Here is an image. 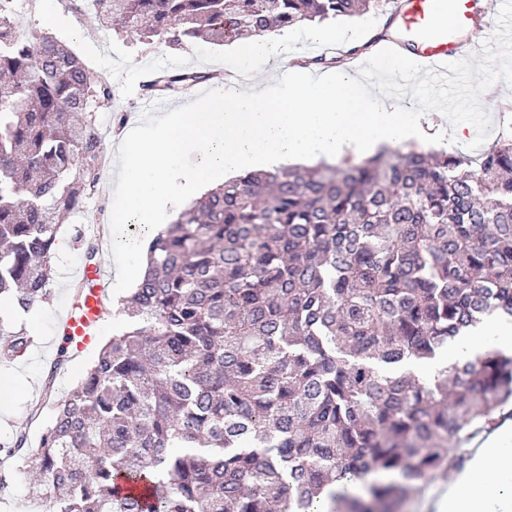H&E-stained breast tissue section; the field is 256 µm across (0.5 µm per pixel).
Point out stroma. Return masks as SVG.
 <instances>
[{"label": "stroma", "mask_w": 512, "mask_h": 512, "mask_svg": "<svg viewBox=\"0 0 512 512\" xmlns=\"http://www.w3.org/2000/svg\"><path fill=\"white\" fill-rule=\"evenodd\" d=\"M48 8L69 15L72 27H87L89 44L74 45V52L96 70L112 73L118 101L96 105L94 116L99 123H113L120 106L130 114L139 111L143 101L140 80L145 66L162 72L170 61L178 60L183 69L204 73L231 66V43L191 42L172 48L143 44L102 27L93 12L69 14L66 0H20L13 14L18 33L27 36L40 30L41 15ZM472 41L475 52L466 65L472 92L456 109L462 120L471 124L472 138L467 145L449 144L445 150L474 157L496 141L504 119L512 120V12L504 8L491 16L483 31L473 34ZM85 223V217L77 216L61 227L59 236L65 246L57 251L54 260L52 296L27 319L35 333L34 342L10 364L0 365V440L12 438L15 430H25L26 450L31 455L40 446L55 403L78 382L98 353L97 348H90L68 358L57 374L49 372L62 343L56 325L71 290L69 275L84 258L74 236Z\"/></svg>", "instance_id": "1"}]
</instances>
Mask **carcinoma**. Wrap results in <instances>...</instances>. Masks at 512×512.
I'll list each match as a JSON object with an SVG mask.
<instances>
[{"label": "carcinoma", "mask_w": 512, "mask_h": 512, "mask_svg": "<svg viewBox=\"0 0 512 512\" xmlns=\"http://www.w3.org/2000/svg\"><path fill=\"white\" fill-rule=\"evenodd\" d=\"M379 0H92L148 43H222L351 18ZM203 79L159 73L164 90ZM112 80L0 0V300L51 297L58 232L105 162L93 106ZM123 330L57 403L35 470L48 512H395L512 401V355L487 347L428 380L485 317L512 320V132L476 158L417 146L358 163L254 171L144 239ZM32 339L0 322V361ZM358 485L352 494L347 485Z\"/></svg>", "instance_id": "obj_1"}]
</instances>
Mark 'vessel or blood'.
<instances>
[{
	"mask_svg": "<svg viewBox=\"0 0 512 512\" xmlns=\"http://www.w3.org/2000/svg\"><path fill=\"white\" fill-rule=\"evenodd\" d=\"M485 0H391L389 14L397 30L398 45L409 49L418 71L447 87L452 67L468 55L470 31L485 16ZM81 290L64 308L58 330L70 352L78 354L96 338L107 309L105 295L110 284L103 263L82 265Z\"/></svg>",
	"mask_w": 512,
	"mask_h": 512,
	"instance_id": "b4317fda",
	"label": "vessel or blood"
}]
</instances>
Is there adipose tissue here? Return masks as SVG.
I'll return each mask as SVG.
<instances>
[{
  "instance_id": "1",
  "label": "adipose tissue",
  "mask_w": 512,
  "mask_h": 512,
  "mask_svg": "<svg viewBox=\"0 0 512 512\" xmlns=\"http://www.w3.org/2000/svg\"><path fill=\"white\" fill-rule=\"evenodd\" d=\"M283 36H258L235 49L245 83L210 81L200 99L156 114L155 135L123 141L113 184L112 221L157 228L210 183L253 168L274 169L306 160L372 155L450 129L466 142L467 124L450 113L415 111L390 101L350 69H289L260 76ZM512 351V325L489 320L455 343L449 360L469 358L488 342ZM426 512H512V418L476 448L462 469L426 498Z\"/></svg>"
}]
</instances>
